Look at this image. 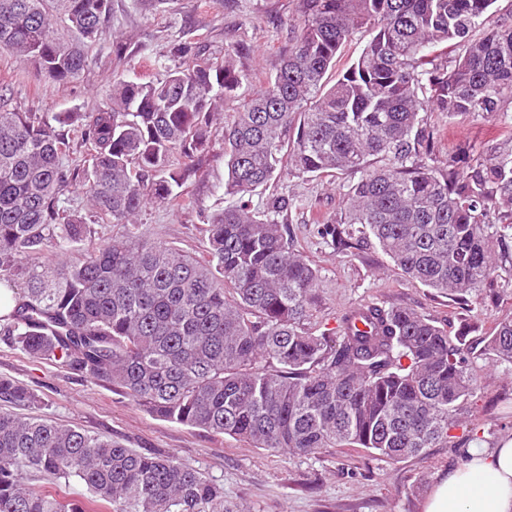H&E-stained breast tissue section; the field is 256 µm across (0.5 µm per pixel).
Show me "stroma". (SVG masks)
Instances as JSON below:
<instances>
[{
  "label": "stroma",
  "instance_id": "35a3bbf8",
  "mask_svg": "<svg viewBox=\"0 0 512 512\" xmlns=\"http://www.w3.org/2000/svg\"><path fill=\"white\" fill-rule=\"evenodd\" d=\"M302 0H112L104 35L88 50L83 76L61 88L39 79L35 69L0 49V103L9 110L49 117L58 112H89L112 91L115 79L163 77L180 59L174 49L188 42L197 60L219 62L231 46L249 75L236 98L226 100L223 125L275 71L288 48ZM121 37L127 55L117 59L113 37ZM441 131L437 157L467 146L482 152L499 134L512 130V112L490 119H448L424 113ZM180 205L151 203L137 217L151 238L204 260L205 224L231 200L224 194V137L215 134L193 162ZM348 175L318 179L281 172L269 189L251 195V205L265 207L270 195L293 202L288 226L296 249L320 271V299L314 323L332 328L337 315L376 302L407 306L453 328L470 326V340L486 335L502 319H512V293L495 279L499 301L486 293L455 299L410 283L379 248L340 252L318 232L317 218L344 207ZM476 395L469 403L474 428L470 444L493 449L512 439V363L475 358ZM0 376L11 378L38 396L28 415L73 425L143 453L168 456L201 472L224 488V500L236 512H423L433 486L461 466L463 456L447 446L426 455L391 461L364 448H323L311 455H281L226 434L191 428L157 417L109 383L25 354L0 335Z\"/></svg>",
  "mask_w": 512,
  "mask_h": 512
}]
</instances>
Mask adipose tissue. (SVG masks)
<instances>
[{
    "instance_id": "adipose-tissue-1",
    "label": "adipose tissue",
    "mask_w": 512,
    "mask_h": 512,
    "mask_svg": "<svg viewBox=\"0 0 512 512\" xmlns=\"http://www.w3.org/2000/svg\"><path fill=\"white\" fill-rule=\"evenodd\" d=\"M423 512H512V439L473 448L428 494Z\"/></svg>"
}]
</instances>
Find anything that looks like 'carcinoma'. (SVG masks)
I'll list each match as a JSON object with an SVG mask.
<instances>
[{"mask_svg":"<svg viewBox=\"0 0 512 512\" xmlns=\"http://www.w3.org/2000/svg\"><path fill=\"white\" fill-rule=\"evenodd\" d=\"M293 46L224 128V194L207 223L209 259L149 239L135 217L170 203L217 125V99L248 80L241 49L160 80L113 82L88 113L44 119L0 106V288L3 335L35 358L105 381L166 420L257 448L313 454L356 447L400 460L448 446L474 396L475 353L512 362V319L480 338L404 306L372 303L336 327L311 325L319 271L295 252L291 206L263 212L245 196L286 167L312 177L360 174L344 212L320 222L332 245L378 246L412 283L462 298L493 282L512 243V132L480 153L436 157L422 112L493 117L512 106V15L496 0H303ZM111 0H0V49L59 86L78 80L106 33ZM375 35L326 87L351 35ZM82 121L91 164L68 165L61 127ZM88 185L91 206L120 224L76 261L91 234L60 207ZM37 396L0 378V401ZM77 478L89 496L27 484L20 466ZM233 512L224 488L171 458L139 453L66 424L0 410V512Z\"/></svg>","mask_w":512,"mask_h":512,"instance_id":"cac0c4a2","label":"carcinoma"}]
</instances>
